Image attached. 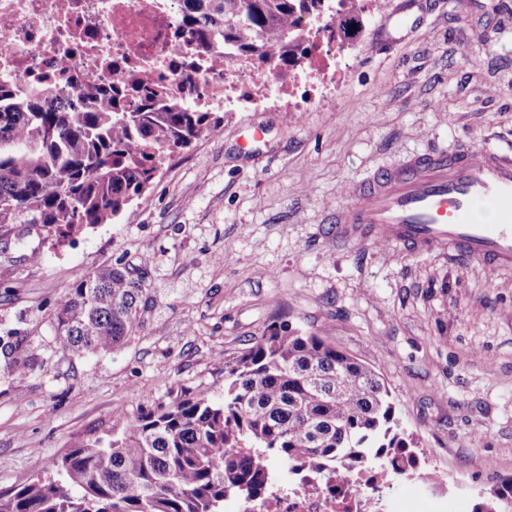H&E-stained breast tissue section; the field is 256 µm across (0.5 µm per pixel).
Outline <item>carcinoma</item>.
<instances>
[{"label": "carcinoma", "mask_w": 512, "mask_h": 512, "mask_svg": "<svg viewBox=\"0 0 512 512\" xmlns=\"http://www.w3.org/2000/svg\"><path fill=\"white\" fill-rule=\"evenodd\" d=\"M322 0H180L185 25L212 62L251 58L286 69ZM136 98L129 112L124 98ZM218 129L142 83L61 98L49 88H0V224H42L66 237L109 224L141 198L174 155ZM142 278L104 266L77 279L54 314L58 343L77 356L119 347L139 327ZM417 442L384 383L315 334L273 325L224 359V399L185 397L78 438L56 475L0 493V512H222L261 491L268 472L294 475L376 462L395 481L420 477ZM512 506V477L473 512Z\"/></svg>", "instance_id": "carcinoma-1"}]
</instances>
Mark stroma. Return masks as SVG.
Returning <instances> with one entry per match:
<instances>
[{"mask_svg":"<svg viewBox=\"0 0 512 512\" xmlns=\"http://www.w3.org/2000/svg\"><path fill=\"white\" fill-rule=\"evenodd\" d=\"M403 5L421 24L372 52ZM358 18L336 39L331 102L219 113L112 223L65 240L0 227V491L118 418L223 399L225 354L275 323L381 376L424 453L423 479L392 489L404 512H473L476 490L512 476V269L340 241L324 222L351 183L413 153L512 147V0H384ZM104 265L143 273L141 325L116 351L65 353L57 302ZM432 475L459 485L434 490Z\"/></svg>","mask_w":512,"mask_h":512,"instance_id":"1","label":"stroma"}]
</instances>
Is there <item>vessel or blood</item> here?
<instances>
[{"instance_id": "b4317fda", "label": "vessel or blood", "mask_w": 512, "mask_h": 512, "mask_svg": "<svg viewBox=\"0 0 512 512\" xmlns=\"http://www.w3.org/2000/svg\"><path fill=\"white\" fill-rule=\"evenodd\" d=\"M349 195L350 204L329 218L339 238L512 267V150L474 143L452 154L417 153L354 184ZM480 200L493 202L492 221L475 219Z\"/></svg>"}]
</instances>
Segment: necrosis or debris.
I'll return each mask as SVG.
<instances>
[{
  "label": "necrosis or debris",
  "instance_id": "4bbe7bcc",
  "mask_svg": "<svg viewBox=\"0 0 512 512\" xmlns=\"http://www.w3.org/2000/svg\"><path fill=\"white\" fill-rule=\"evenodd\" d=\"M367 2L382 4L324 0L319 40L281 76L258 61L186 65L194 41L178 0H0V82L44 83L70 95L141 81L209 112L288 95V111L303 113L316 99L298 95L299 83L335 85L336 34ZM388 486L386 473L371 468L345 479L334 470L288 487L272 476L261 495L240 496L234 512H390Z\"/></svg>",
  "mask_w": 512,
  "mask_h": 512
}]
</instances>
